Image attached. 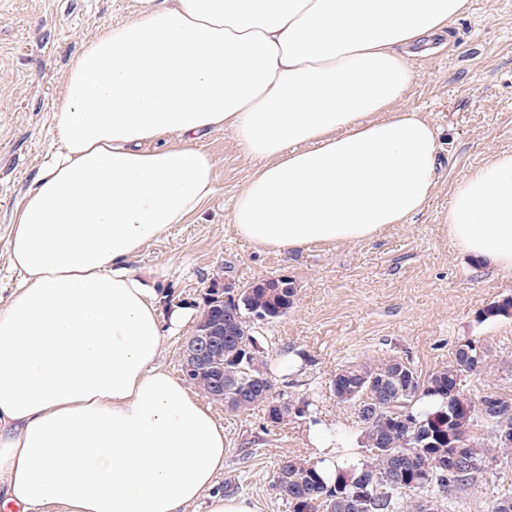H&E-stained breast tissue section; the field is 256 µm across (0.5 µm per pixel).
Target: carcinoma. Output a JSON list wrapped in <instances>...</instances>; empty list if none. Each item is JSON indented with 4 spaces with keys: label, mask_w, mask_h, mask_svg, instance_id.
I'll return each mask as SVG.
<instances>
[{
    "label": "carcinoma",
    "mask_w": 512,
    "mask_h": 512,
    "mask_svg": "<svg viewBox=\"0 0 512 512\" xmlns=\"http://www.w3.org/2000/svg\"><path fill=\"white\" fill-rule=\"evenodd\" d=\"M295 296L294 287L277 291L262 280L235 292L212 279L197 324L219 328L224 348L208 372L185 370V379L235 412L269 406L274 384L254 329L287 315ZM227 308L235 313L231 323L224 321ZM511 316L512 298L483 310L485 320ZM480 369L478 362L467 370ZM467 370L457 348L450 364L426 377L398 358L336 371L331 392L354 406L368 460L360 467H337L330 481L316 463L281 458L272 471V486L293 503L294 512H443L488 468L497 444L492 430L486 438L472 436L477 419L465 418L463 404L470 397L459 389L460 374ZM220 378L224 394H210V384ZM240 390L246 398H237ZM425 398L437 401L436 409L414 412L415 403Z\"/></svg>",
    "instance_id": "obj_1"
}]
</instances>
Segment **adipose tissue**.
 <instances>
[{
	"instance_id": "ef3b65f1",
	"label": "adipose tissue",
	"mask_w": 512,
	"mask_h": 512,
	"mask_svg": "<svg viewBox=\"0 0 512 512\" xmlns=\"http://www.w3.org/2000/svg\"><path fill=\"white\" fill-rule=\"evenodd\" d=\"M466 0H133L65 72L58 151L13 221L0 304V504L21 512H257L215 492L224 429L160 362L158 289L130 263L213 191L199 144L230 131L259 165L238 235L281 251L357 243L420 212L439 133L399 109L407 50ZM464 253L512 271V154L454 186Z\"/></svg>"
}]
</instances>
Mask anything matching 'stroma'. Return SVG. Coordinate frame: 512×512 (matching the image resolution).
I'll return each mask as SVG.
<instances>
[{
	"label": "stroma",
	"instance_id": "35a3bbf8",
	"mask_svg": "<svg viewBox=\"0 0 512 512\" xmlns=\"http://www.w3.org/2000/svg\"><path fill=\"white\" fill-rule=\"evenodd\" d=\"M467 2L446 35L415 51V80L399 103L440 134L437 184L421 212L359 243L283 252L254 247L236 235L232 214L258 162L240 152L230 132L215 130L202 142L215 160L213 195L132 261L160 288L164 307L190 313L161 351V363L176 375L213 277L236 288L279 276L293 283V307L259 324L256 336L275 391L308 405V415L272 427L263 408L210 405L224 427L217 488L250 497L259 512H292L272 487L273 463L283 456L324 459L310 441L312 425L341 432L340 454L363 456L354 408L330 392L338 369L398 357L427 375L470 340L484 354L483 367L461 375V389L512 396V317H481L491 302L512 297V272L461 252L444 223L453 185L493 154L512 153V0ZM128 16V0H0L1 300L16 283L8 255L14 214L56 149L53 104L62 76L102 25ZM509 495L512 454H501L460 495L455 512H489Z\"/></svg>",
	"mask_w": 512,
	"mask_h": 512
}]
</instances>
